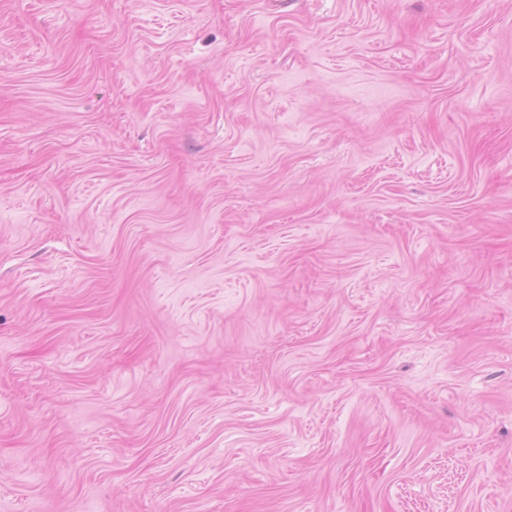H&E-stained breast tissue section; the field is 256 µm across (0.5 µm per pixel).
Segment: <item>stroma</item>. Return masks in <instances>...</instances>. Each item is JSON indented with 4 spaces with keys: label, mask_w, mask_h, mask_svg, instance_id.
Masks as SVG:
<instances>
[{
    "label": "stroma",
    "mask_w": 512,
    "mask_h": 512,
    "mask_svg": "<svg viewBox=\"0 0 512 512\" xmlns=\"http://www.w3.org/2000/svg\"><path fill=\"white\" fill-rule=\"evenodd\" d=\"M0 512H512V0H0Z\"/></svg>",
    "instance_id": "stroma-1"
}]
</instances>
